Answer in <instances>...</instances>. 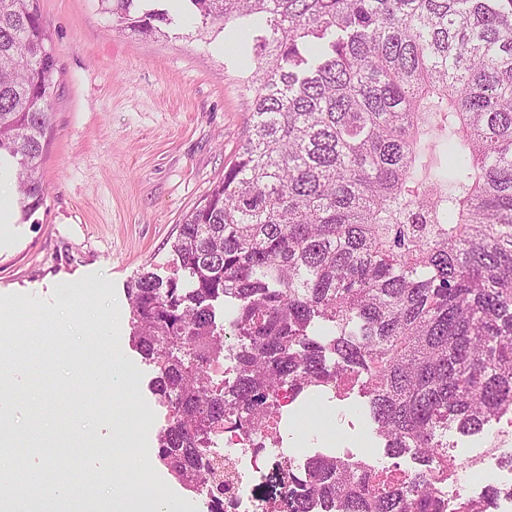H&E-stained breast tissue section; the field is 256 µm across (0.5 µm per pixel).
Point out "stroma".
Instances as JSON below:
<instances>
[{
	"label": "stroma",
	"mask_w": 512,
	"mask_h": 512,
	"mask_svg": "<svg viewBox=\"0 0 512 512\" xmlns=\"http://www.w3.org/2000/svg\"><path fill=\"white\" fill-rule=\"evenodd\" d=\"M41 7L60 67L42 157L47 193L22 220L14 179L0 174V208L10 215L0 223V294L67 300L70 283L112 280L124 371L155 413L143 436L153 448L171 412L152 390L154 365L132 341L127 288L146 271L182 276L171 248L178 226L223 178L247 132L243 72L223 33L188 14L145 39L119 29L101 0H41ZM364 385L352 380L343 396L321 400L336 424L337 454L380 466L388 459L363 409ZM4 388L16 398L17 434L0 443V500L12 498L31 459L47 483L108 492L97 479L109 471L104 458L120 457L133 407L94 418L82 410L85 396L44 390L17 369ZM448 442L465 481L488 452L512 453V428L495 420L474 434L452 428Z\"/></svg>",
	"instance_id": "35a3bbf8"
}]
</instances>
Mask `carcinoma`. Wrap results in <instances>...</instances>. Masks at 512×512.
I'll return each instance as SVG.
<instances>
[{
  "label": "carcinoma",
  "instance_id": "1",
  "mask_svg": "<svg viewBox=\"0 0 512 512\" xmlns=\"http://www.w3.org/2000/svg\"><path fill=\"white\" fill-rule=\"evenodd\" d=\"M101 2L143 37L173 23L141 0ZM187 2L205 25L257 35L247 135L173 242L185 277L127 288L172 411L154 460L188 488L214 481L224 464L203 456L224 419L256 427L284 384L338 395L363 375L374 434L422 468L316 457L293 512L311 494L341 512H444L448 425L512 415V0ZM58 73L40 0H0V159L18 164L25 219L44 203ZM441 141L443 175L418 177ZM219 300L238 339L227 387L207 372L224 353Z\"/></svg>",
  "mask_w": 512,
  "mask_h": 512
}]
</instances>
